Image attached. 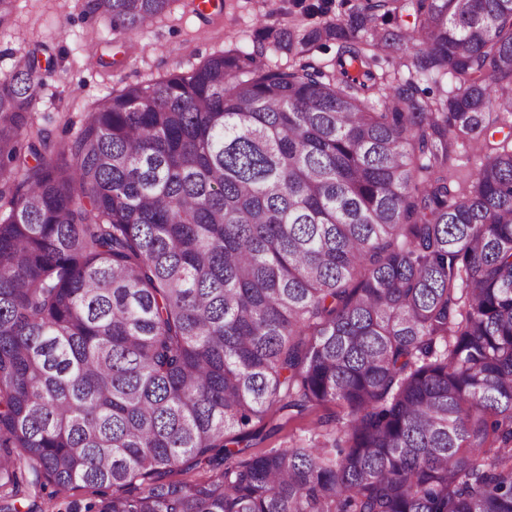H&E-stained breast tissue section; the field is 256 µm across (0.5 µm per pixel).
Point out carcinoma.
Returning a JSON list of instances; mask_svg holds the SVG:
<instances>
[{"label":"carcinoma","instance_id":"carcinoma-1","mask_svg":"<svg viewBox=\"0 0 512 512\" xmlns=\"http://www.w3.org/2000/svg\"><path fill=\"white\" fill-rule=\"evenodd\" d=\"M171 2L85 11L122 37ZM329 40L331 73L306 60ZM40 52L0 78V512L50 487L112 489L84 512H512V0H363L114 91L66 142L35 123ZM282 402L343 426L241 456ZM399 49L382 50L379 52L381 66L393 77L394 69L399 71V76L407 77L408 70L405 66H399L400 63L409 62L414 54L416 47L412 43H404L398 46Z\"/></svg>","mask_w":512,"mask_h":512}]
</instances>
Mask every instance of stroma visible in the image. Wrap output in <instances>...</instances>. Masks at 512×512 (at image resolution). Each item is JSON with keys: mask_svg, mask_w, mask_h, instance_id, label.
Segmentation results:
<instances>
[{"mask_svg": "<svg viewBox=\"0 0 512 512\" xmlns=\"http://www.w3.org/2000/svg\"><path fill=\"white\" fill-rule=\"evenodd\" d=\"M358 5L359 0H217L215 7L197 11L187 0H173L147 30L116 43L109 20L86 15L84 0H16L10 24L0 28V77L34 44H45L54 74L40 90L36 121L66 140L84 113L111 91L189 70L229 48L252 51L254 35L264 26L276 32L346 23ZM340 413L332 404L301 415L275 408L250 426L243 444L253 452L277 447L308 437L318 419Z\"/></svg>", "mask_w": 512, "mask_h": 512, "instance_id": "35a3bbf8", "label": "stroma"}]
</instances>
